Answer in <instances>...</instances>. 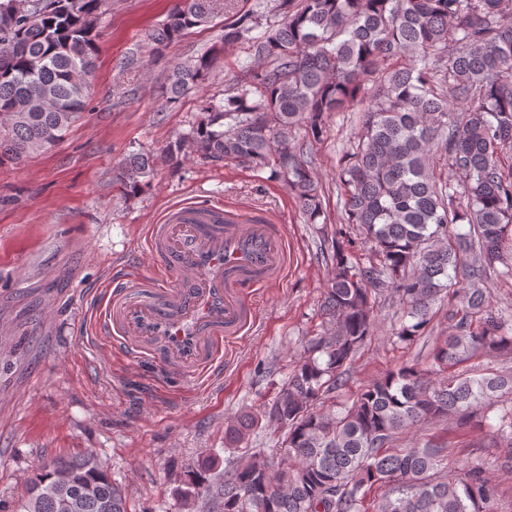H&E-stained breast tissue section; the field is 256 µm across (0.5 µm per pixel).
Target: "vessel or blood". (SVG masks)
I'll return each mask as SVG.
<instances>
[{
	"instance_id": "obj_1",
	"label": "vessel or blood",
	"mask_w": 512,
	"mask_h": 512,
	"mask_svg": "<svg viewBox=\"0 0 512 512\" xmlns=\"http://www.w3.org/2000/svg\"><path fill=\"white\" fill-rule=\"evenodd\" d=\"M146 247L154 275L109 282L96 323L114 353L189 377L221 360L225 339L251 325L249 295L286 270L279 228L221 204L169 208L148 228Z\"/></svg>"
}]
</instances>
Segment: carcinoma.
Masks as SVG:
<instances>
[{"label":"carcinoma","instance_id":"obj_1","mask_svg":"<svg viewBox=\"0 0 512 512\" xmlns=\"http://www.w3.org/2000/svg\"><path fill=\"white\" fill-rule=\"evenodd\" d=\"M104 0H0V162L55 146L85 110L87 75L99 55ZM211 0H180L148 35L159 50L209 21ZM274 21L248 11L224 26V44L251 38L258 65L211 100L205 118L169 143L177 163L196 153L270 169L309 224L325 219L313 146L330 112L359 108L360 131L336 171L346 223L361 228L376 261L360 263L341 228L322 230L333 264L322 302L329 328L256 413L224 425L227 465L208 454L189 463L177 493L187 512H496L497 485L483 465L448 473L447 443L397 448L430 422L473 419L492 429L512 463V373L472 364L512 355V316L492 306L489 282L512 277V23L502 0H276ZM213 45L173 68L170 99L205 79ZM305 126L298 141L294 130ZM450 179L436 175L437 160ZM154 159L131 153L116 180L129 196L149 184ZM502 264L503 269L496 268ZM409 321L410 345L448 298V335L426 359L402 363L337 397L374 336L385 294ZM258 428L278 434L282 460L249 447ZM385 491L378 495L380 488ZM15 512H128L121 487L92 452L36 468Z\"/></svg>","mask_w":512,"mask_h":512}]
</instances>
